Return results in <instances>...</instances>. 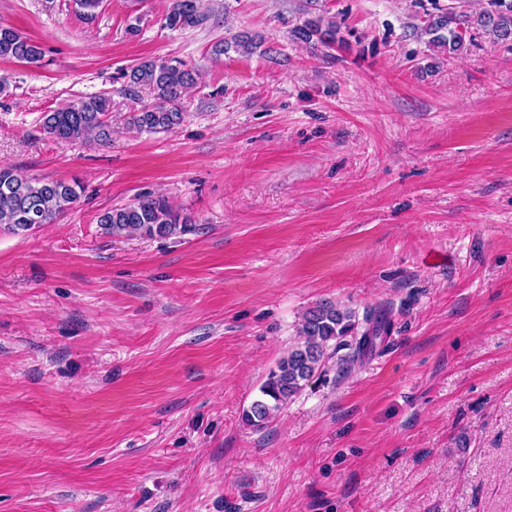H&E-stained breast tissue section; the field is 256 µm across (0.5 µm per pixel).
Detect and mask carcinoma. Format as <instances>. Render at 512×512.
I'll return each mask as SVG.
<instances>
[{
	"label": "carcinoma",
	"mask_w": 512,
	"mask_h": 512,
	"mask_svg": "<svg viewBox=\"0 0 512 512\" xmlns=\"http://www.w3.org/2000/svg\"><path fill=\"white\" fill-rule=\"evenodd\" d=\"M423 8L420 32L430 36L429 43L450 54L474 42L479 28L500 40L512 39V0H484L476 17L459 12L440 0H428ZM207 19L198 0H171L164 15V27L182 30L203 24ZM339 26L318 15L290 30V37L305 43L312 52L343 41ZM42 48L19 30L0 26V59L36 64ZM129 84L145 86L154 103L144 104L129 113L126 127L137 131L159 132L181 125L186 117L184 95L196 83L195 70L182 62L146 61L131 69ZM112 100L99 95L80 97L63 108L44 113L42 130L49 138L68 143L89 140L106 142L112 137ZM83 184L74 178L39 179L20 174L15 168L0 165V231L22 234L44 224H54L79 202ZM103 233L114 239L181 237L197 231L181 212L163 197L144 196L116 206L99 217ZM364 329L358 330L355 311L331 302L319 303L305 312L298 331L299 341L272 369L260 387V396L243 411L242 421L252 427H264L282 406L298 395L320 369L329 347H352L341 359L342 369H350L360 357L373 351L376 341L388 333L391 319L386 311L369 310Z\"/></svg>",
	"instance_id": "obj_1"
}]
</instances>
